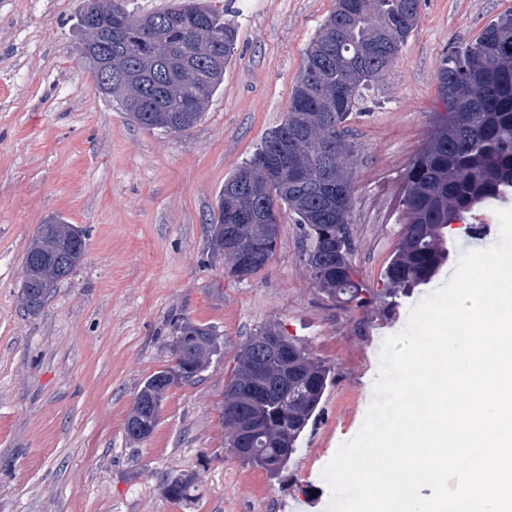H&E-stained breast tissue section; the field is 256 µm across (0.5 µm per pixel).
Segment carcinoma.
<instances>
[{
  "mask_svg": "<svg viewBox=\"0 0 512 512\" xmlns=\"http://www.w3.org/2000/svg\"><path fill=\"white\" fill-rule=\"evenodd\" d=\"M419 0H336V7L307 46L282 122L257 151L224 181L218 217L209 223L208 250L224 259V271L247 280L272 258L278 238L271 225L285 211L306 240L305 261L313 284L342 304L367 307L373 298L355 280L349 216L353 177L347 160L356 146L345 127L363 100L397 61L418 20ZM90 29L114 30L126 49L112 45V85L99 93L116 101L138 126L181 134L202 119L233 56L236 29L224 10L207 0L178 4L140 16L124 0L112 12L86 0ZM444 109L426 146L412 159L401 206L408 220L377 293L388 307L397 294L422 284L448 259L446 232L481 205L512 193V11L488 24L473 41L453 48L438 74ZM283 145L288 160H276ZM332 172L331 182L322 171ZM265 186L258 199L247 188ZM54 220L40 225L25 253L20 301L38 312L58 282L80 264L86 237ZM267 347L263 373L257 356ZM171 355L182 360L148 377L139 389L124 431L147 440L158 425L168 391L199 378L219 355L221 336L189 318L176 320ZM331 367L312 357L297 339L269 322L241 346L224 386L220 419L227 451L243 463L277 475L296 453L328 387ZM161 494L176 502L196 491L195 475L173 473Z\"/></svg>",
  "mask_w": 512,
  "mask_h": 512,
  "instance_id": "cac0c4a2",
  "label": "carcinoma"
}]
</instances>
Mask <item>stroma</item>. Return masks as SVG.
Listing matches in <instances>:
<instances>
[{
	"label": "stroma",
	"instance_id": "1",
	"mask_svg": "<svg viewBox=\"0 0 512 512\" xmlns=\"http://www.w3.org/2000/svg\"><path fill=\"white\" fill-rule=\"evenodd\" d=\"M14 2L0 0V512H327L322 471L364 422L384 340L464 252L497 242L496 211L512 209V197L466 215L438 273L383 312L312 284L303 233L286 212L270 262L237 281L207 258L216 197L283 119L335 0H212L236 28V49L202 120L179 135L135 125L99 94L77 52L83 0H26L18 16ZM509 11L512 0H421L396 63L350 118L349 232L363 287H380L407 222L405 173L442 109L444 56ZM52 217L86 231V253L33 314L19 300L22 260ZM182 316L214 327L221 354L199 380L169 390L147 441L128 442L135 395L170 365ZM269 322L333 369L276 477L231 456L220 422L235 358ZM179 470L196 476L187 502L160 493Z\"/></svg>",
	"mask_w": 512,
	"mask_h": 512
}]
</instances>
